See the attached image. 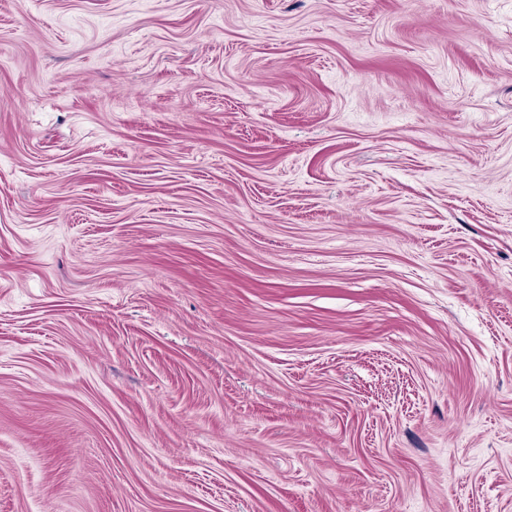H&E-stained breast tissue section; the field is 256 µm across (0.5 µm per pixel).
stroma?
Segmentation results:
<instances>
[{"label":"stroma","mask_w":512,"mask_h":512,"mask_svg":"<svg viewBox=\"0 0 512 512\" xmlns=\"http://www.w3.org/2000/svg\"><path fill=\"white\" fill-rule=\"evenodd\" d=\"M0 512H512V0H0Z\"/></svg>","instance_id":"stroma-1"}]
</instances>
